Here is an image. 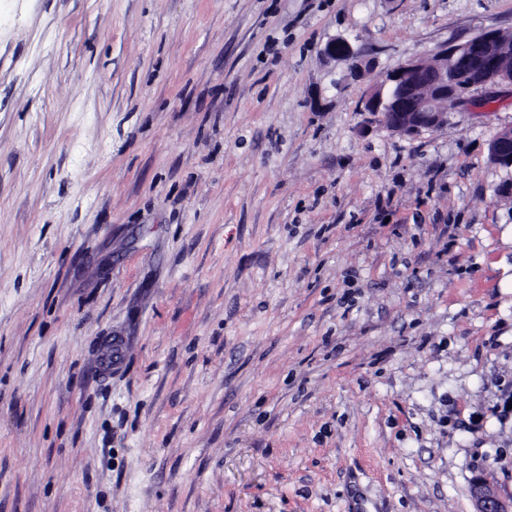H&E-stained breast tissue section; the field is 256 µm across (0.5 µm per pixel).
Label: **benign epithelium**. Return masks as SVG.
Listing matches in <instances>:
<instances>
[{
  "mask_svg": "<svg viewBox=\"0 0 512 512\" xmlns=\"http://www.w3.org/2000/svg\"><path fill=\"white\" fill-rule=\"evenodd\" d=\"M321 56L328 63H350L358 51L346 36L330 38ZM512 87V50L500 42L499 32L482 31L460 42L440 46L427 59L410 60L387 73L385 80L365 100L363 111L381 117L397 135L413 136L448 124V113L469 102L481 101L465 94L475 88ZM495 165L512 168V128L490 143ZM475 512H512V497L505 499L481 476L472 483Z\"/></svg>",
  "mask_w": 512,
  "mask_h": 512,
  "instance_id": "obj_1",
  "label": "benign epithelium"
}]
</instances>
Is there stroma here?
Wrapping results in <instances>:
<instances>
[{"label":"stroma","instance_id":"stroma-1","mask_svg":"<svg viewBox=\"0 0 512 512\" xmlns=\"http://www.w3.org/2000/svg\"><path fill=\"white\" fill-rule=\"evenodd\" d=\"M485 29L512 0H0V512L511 496L512 89L362 110ZM321 56L327 63L344 62L349 64L357 58L358 51L353 42L346 36L339 35L330 38L323 49ZM490 153L495 165L512 168V128L497 134L490 143Z\"/></svg>","mask_w":512,"mask_h":512}]
</instances>
